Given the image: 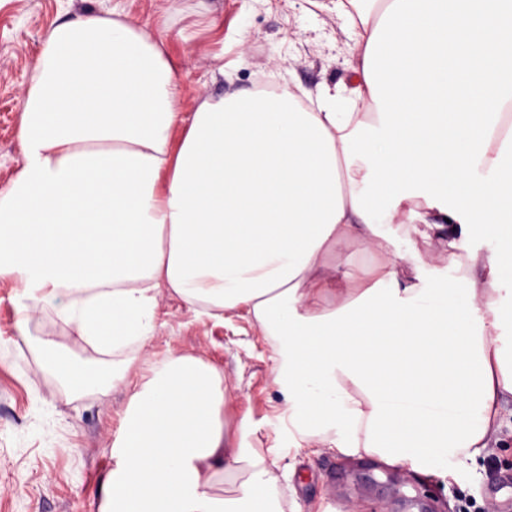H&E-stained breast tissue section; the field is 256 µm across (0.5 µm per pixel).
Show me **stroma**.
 Returning a JSON list of instances; mask_svg holds the SVG:
<instances>
[{"instance_id": "stroma-1", "label": "stroma", "mask_w": 512, "mask_h": 512, "mask_svg": "<svg viewBox=\"0 0 512 512\" xmlns=\"http://www.w3.org/2000/svg\"><path fill=\"white\" fill-rule=\"evenodd\" d=\"M122 18L163 40L181 90L180 109L194 112L208 98L244 92L272 80L308 93L350 82L353 34L336 0H0V187L18 171L21 100L43 41L55 24L88 17ZM162 327L149 352L204 357L224 374V436L235 440L241 419L253 431L251 453L272 460L273 476L302 512H512L493 490L512 478V399L500 415L498 442L477 464L457 467L441 482L371 459L316 456L277 441L283 397L273 383L271 349L258 338L246 311L225 320L197 318L175 297L160 300ZM10 288L0 284V337L13 339L25 371L0 365V512H96L112 466V445L130 386L106 399L95 392L52 394L36 353L16 329ZM32 336H52L83 366L104 359L60 324L44 319ZM50 396L62 417L55 448L18 441L35 424L34 396Z\"/></svg>"}]
</instances>
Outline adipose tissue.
<instances>
[{
  "label": "adipose tissue",
  "mask_w": 512,
  "mask_h": 512,
  "mask_svg": "<svg viewBox=\"0 0 512 512\" xmlns=\"http://www.w3.org/2000/svg\"><path fill=\"white\" fill-rule=\"evenodd\" d=\"M392 2L336 0L356 32V81L319 91L314 108L291 88H255L187 115L162 45L122 19L50 31L22 99V163L0 187V284L20 335L38 315L111 359L92 375L37 339L52 387L104 397L129 383L169 292L198 318L247 310L272 349L289 447L443 481L487 455L512 394L489 247L469 257L458 220L408 197L384 227L446 242L448 264L402 265L352 207L367 166L346 163L341 138L379 123L365 53ZM352 244L375 260L339 274L336 252ZM223 385L200 356L148 361L98 512H282L284 490L243 445L251 423L224 440ZM225 478L240 498L214 493Z\"/></svg>",
  "instance_id": "adipose-tissue-1"
}]
</instances>
